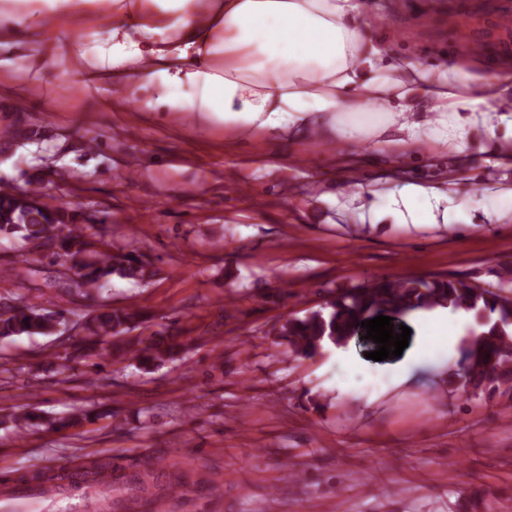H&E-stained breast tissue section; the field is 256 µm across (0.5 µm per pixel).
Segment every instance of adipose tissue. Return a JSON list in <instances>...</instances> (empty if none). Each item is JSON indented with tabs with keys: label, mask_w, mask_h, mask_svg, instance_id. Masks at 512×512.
Instances as JSON below:
<instances>
[{
	"label": "adipose tissue",
	"mask_w": 512,
	"mask_h": 512,
	"mask_svg": "<svg viewBox=\"0 0 512 512\" xmlns=\"http://www.w3.org/2000/svg\"><path fill=\"white\" fill-rule=\"evenodd\" d=\"M80 28L76 41L51 31ZM24 45L32 81L50 62L87 83L139 100L149 112H180L199 125L237 133L280 134L315 126L348 140L465 139L475 123L512 129V113L475 120L468 99L450 88L472 85L490 97L512 93L492 74L451 70L437 76L419 64L401 69L365 29L359 0H0V44ZM427 86L441 116L423 119L405 98ZM434 188L409 186L389 213L400 224L452 223ZM421 329L403 359L381 369L382 391L407 386L425 354L446 371L458 354L467 313L438 306L413 313Z\"/></svg>",
	"instance_id": "1"
}]
</instances>
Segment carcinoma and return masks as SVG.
<instances>
[{
    "label": "carcinoma",
    "instance_id": "1",
    "mask_svg": "<svg viewBox=\"0 0 512 512\" xmlns=\"http://www.w3.org/2000/svg\"><path fill=\"white\" fill-rule=\"evenodd\" d=\"M0 235L13 236L48 256L77 278L62 281L78 294L100 293L112 277L147 281L153 276L149 264L133 253L115 254L109 244L73 223L67 208L46 200L41 187L29 185L0 188ZM445 304L475 314L476 327L459 346L456 368L448 371L451 391L471 398L498 395L512 401V266L499 273L497 285L480 288L460 279L382 278L351 288L326 303L328 311L316 310L289 318L274 329L295 357H310L323 343L353 338L361 321L374 310L390 309L402 314ZM65 311L50 310L18 298L0 303V340L14 336H53L64 322ZM144 320L133 308L101 305L83 316L87 332L64 347V360L89 361L94 369L105 353L114 361H133L150 370L174 361L187 348L184 337L161 331L148 336H130ZM98 415L82 410L59 420H49L30 409L11 415L18 433L39 427H80Z\"/></svg>",
    "mask_w": 512,
    "mask_h": 512
}]
</instances>
